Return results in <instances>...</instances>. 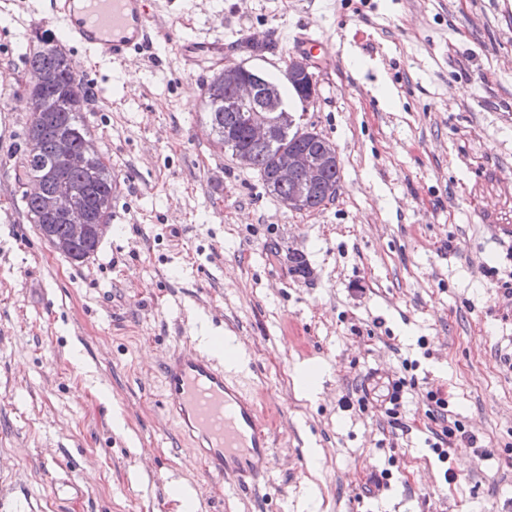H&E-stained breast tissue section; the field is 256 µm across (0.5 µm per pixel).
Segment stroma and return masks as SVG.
Listing matches in <instances>:
<instances>
[{
	"mask_svg": "<svg viewBox=\"0 0 512 512\" xmlns=\"http://www.w3.org/2000/svg\"><path fill=\"white\" fill-rule=\"evenodd\" d=\"M155 2L149 56L66 50L117 183L78 263L20 202L26 56L55 29L49 2L0 0V490L35 512H175V479L196 512H512V0ZM300 34L325 55L314 100L290 108L341 163L334 200L305 213L213 145L175 50L220 37L226 62L278 77ZM253 39L267 50L251 59ZM216 335L242 345L241 381L275 421L252 492L205 475L161 407V360ZM305 362L327 367L314 399L296 389ZM374 372L416 381L399 425L361 399ZM437 389L477 438L444 462Z\"/></svg>",
	"mask_w": 512,
	"mask_h": 512,
	"instance_id": "stroma-1",
	"label": "stroma"
}]
</instances>
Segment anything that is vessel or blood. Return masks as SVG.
<instances>
[{"label": "vessel or blood", "mask_w": 512, "mask_h": 512, "mask_svg": "<svg viewBox=\"0 0 512 512\" xmlns=\"http://www.w3.org/2000/svg\"><path fill=\"white\" fill-rule=\"evenodd\" d=\"M62 36L93 59L121 63L153 44L149 0H53ZM177 50L188 75L199 57L218 60L222 38L187 39ZM165 412L192 442L203 471L237 489L265 479L273 463L269 423L256 396L248 394L219 361L191 343L161 363Z\"/></svg>", "instance_id": "vessel-or-blood-1"}]
</instances>
